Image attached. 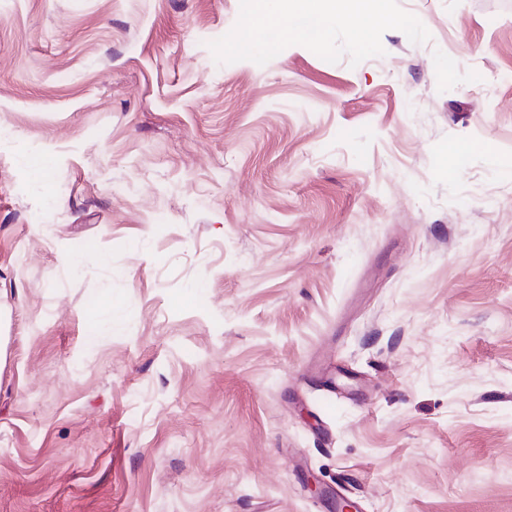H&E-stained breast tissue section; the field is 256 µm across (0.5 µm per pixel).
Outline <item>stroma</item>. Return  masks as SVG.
Instances as JSON below:
<instances>
[{
  "mask_svg": "<svg viewBox=\"0 0 512 512\" xmlns=\"http://www.w3.org/2000/svg\"><path fill=\"white\" fill-rule=\"evenodd\" d=\"M397 3L0 0V512H512V0Z\"/></svg>",
  "mask_w": 512,
  "mask_h": 512,
  "instance_id": "obj_1",
  "label": "stroma"
}]
</instances>
